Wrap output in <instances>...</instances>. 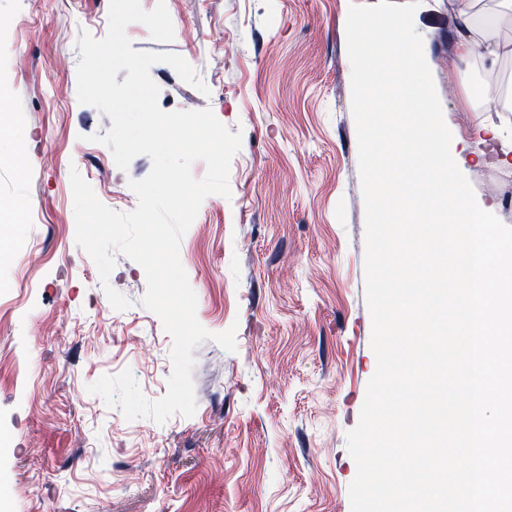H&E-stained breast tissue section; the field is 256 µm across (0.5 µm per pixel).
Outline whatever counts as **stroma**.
I'll use <instances>...</instances> for the list:
<instances>
[{
	"instance_id": "1",
	"label": "stroma",
	"mask_w": 512,
	"mask_h": 512,
	"mask_svg": "<svg viewBox=\"0 0 512 512\" xmlns=\"http://www.w3.org/2000/svg\"><path fill=\"white\" fill-rule=\"evenodd\" d=\"M378 0H166L169 43L128 26L133 49L175 52L208 86L201 93L158 63L165 111L211 109L243 134L230 197L208 196L180 244L213 333L236 350L193 352V416L126 420L89 384L131 370L162 398L172 340L141 303L143 269L117 256L115 310L76 243L70 172L114 211L138 202L120 170L89 142L111 119L77 99V40L105 36L109 0H0L1 73L12 112L0 118V205L23 206L9 242L32 257L0 261V465L29 488L13 512H351L356 465L347 433L360 416L376 359L365 284V219L351 109L346 18ZM469 0H421L414 15L445 122L470 137L486 121L512 138V112L472 111L452 18ZM477 199L512 226V166L468 154ZM25 367L13 372V360Z\"/></svg>"
}]
</instances>
